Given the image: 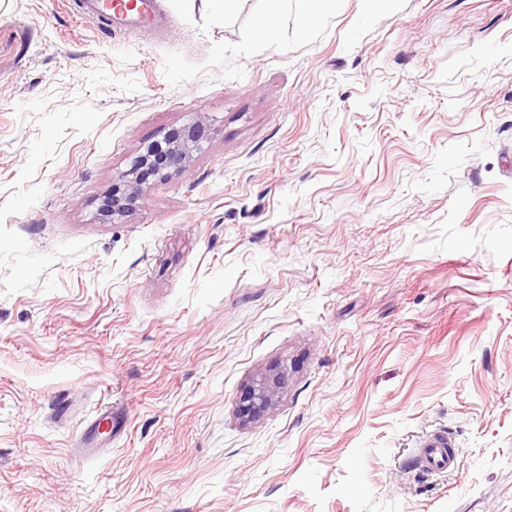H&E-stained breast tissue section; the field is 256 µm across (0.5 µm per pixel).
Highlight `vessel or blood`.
Returning <instances> with one entry per match:
<instances>
[{"label":"vessel or blood","mask_w":512,"mask_h":512,"mask_svg":"<svg viewBox=\"0 0 512 512\" xmlns=\"http://www.w3.org/2000/svg\"><path fill=\"white\" fill-rule=\"evenodd\" d=\"M79 8L82 17L106 20L122 34L155 30L164 22L159 0H81ZM418 461L427 472L444 473L455 467L457 452L450 439L434 434L423 442Z\"/></svg>","instance_id":"vessel-or-blood-1"}]
</instances>
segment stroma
Segmentation results:
<instances>
[{
  "instance_id": "stroma-1",
  "label": "stroma",
  "mask_w": 512,
  "mask_h": 512,
  "mask_svg": "<svg viewBox=\"0 0 512 512\" xmlns=\"http://www.w3.org/2000/svg\"><path fill=\"white\" fill-rule=\"evenodd\" d=\"M160 3L0 0V512H512V0ZM83 18L104 19L114 32L156 30L164 22L159 0H80ZM134 4V7L131 5ZM205 135L203 122L183 128L162 141L148 145L144 153L133 161L129 173L112 184L105 196L104 210L114 217H123L132 211L146 193L149 176L164 170L179 172L191 161L192 151ZM283 377L282 372L260 373L253 377L238 399L239 416L244 421L264 416L279 398ZM418 461L429 473H444L455 467L457 452L449 438L434 434L419 448Z\"/></svg>"
}]
</instances>
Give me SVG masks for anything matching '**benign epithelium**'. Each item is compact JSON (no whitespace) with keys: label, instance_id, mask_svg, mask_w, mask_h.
<instances>
[{"label":"benign epithelium","instance_id":"benign-epithelium-1","mask_svg":"<svg viewBox=\"0 0 512 512\" xmlns=\"http://www.w3.org/2000/svg\"><path fill=\"white\" fill-rule=\"evenodd\" d=\"M204 135V124L199 121L148 145L133 161L129 173L112 184L111 191L105 196L104 210L114 217H123L132 211L146 193L149 176L164 170H184L191 161L194 147ZM283 377L281 372L260 373L253 377L238 399L239 416L246 421L264 416L279 398Z\"/></svg>","mask_w":512,"mask_h":512}]
</instances>
